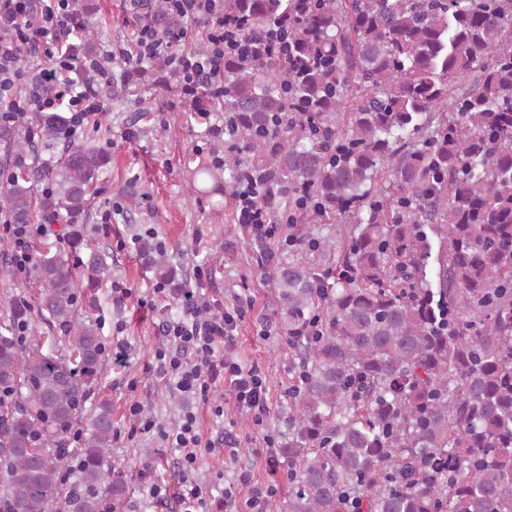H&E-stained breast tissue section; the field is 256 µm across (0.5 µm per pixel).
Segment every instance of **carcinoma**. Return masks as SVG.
<instances>
[{
  "label": "carcinoma",
  "instance_id": "carcinoma-1",
  "mask_svg": "<svg viewBox=\"0 0 512 512\" xmlns=\"http://www.w3.org/2000/svg\"><path fill=\"white\" fill-rule=\"evenodd\" d=\"M160 32L187 20L144 3ZM256 40L288 22V59L224 57L198 102L224 112L235 153L202 165L209 191L244 170L270 180L275 224H299L274 274L288 346L282 453L287 512H512V0H224ZM166 63L112 77L128 87ZM56 113L32 137L0 123L12 157L0 213L29 223L27 155L60 152L47 223L90 219L106 165ZM305 196L307 206H297ZM38 311L64 332L57 357L0 324V512H104L125 483L112 406L86 412L104 367L80 283L46 247ZM76 431L79 447L67 448Z\"/></svg>",
  "mask_w": 512,
  "mask_h": 512
}]
</instances>
